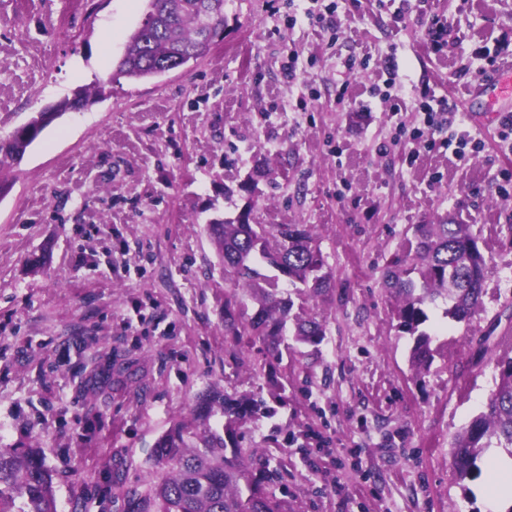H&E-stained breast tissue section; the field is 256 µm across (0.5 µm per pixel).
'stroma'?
<instances>
[{
    "instance_id": "35a3bbf8",
    "label": "stroma",
    "mask_w": 512,
    "mask_h": 512,
    "mask_svg": "<svg viewBox=\"0 0 512 512\" xmlns=\"http://www.w3.org/2000/svg\"><path fill=\"white\" fill-rule=\"evenodd\" d=\"M331 3L330 32L311 17ZM144 13L0 0V134L102 89L43 130L0 197V448H41L58 512H127L156 439L220 388L274 409L242 445L283 473L270 489L288 512H491V460L464 487L449 459L495 385L493 365L463 371L468 339L512 304V147L472 96L512 66V0H229L197 64L113 82ZM423 91L452 126L425 129ZM252 206L264 224L315 225L335 283L303 304L321 344L235 361L206 225ZM441 217L470 225L491 265L483 312L440 334L448 359L419 384L380 276Z\"/></svg>"
}]
</instances>
